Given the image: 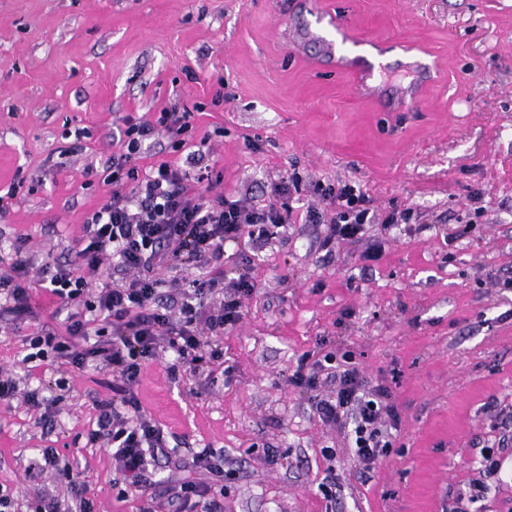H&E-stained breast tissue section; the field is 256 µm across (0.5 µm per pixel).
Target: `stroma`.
<instances>
[{
	"mask_svg": "<svg viewBox=\"0 0 512 512\" xmlns=\"http://www.w3.org/2000/svg\"><path fill=\"white\" fill-rule=\"evenodd\" d=\"M401 44L436 71L406 110L391 106ZM380 46L391 77L377 99L326 62ZM173 105L193 112L188 140L224 194L260 203L301 180L285 236L224 248L225 279L248 272L255 292L204 339L220 359L195 370L168 349L143 365L136 392L173 460L210 448L231 461V478L210 479L222 512H512V0H0V270L21 235L37 261L73 262L109 195L113 129ZM317 181L369 196L378 221L362 241L321 250L325 225L305 221ZM395 208L416 221L385 226ZM31 294L32 316L0 321V370L39 390L50 419L18 395L0 404V489L18 512L59 493L54 473L26 471L53 448L94 512H145L147 497L116 487L110 449L87 441L111 368L30 359L31 337L68 335L56 298ZM308 352L349 355L390 387L400 424L369 472L350 429L289 385ZM488 447L503 465L483 479Z\"/></svg>",
	"mask_w": 512,
	"mask_h": 512,
	"instance_id": "35a3bbf8",
	"label": "stroma"
}]
</instances>
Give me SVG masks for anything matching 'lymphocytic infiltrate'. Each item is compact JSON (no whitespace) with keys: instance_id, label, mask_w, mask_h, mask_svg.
Returning <instances> with one entry per match:
<instances>
[{"instance_id":"obj_1","label":"lymphocytic infiltrate","mask_w":512,"mask_h":512,"mask_svg":"<svg viewBox=\"0 0 512 512\" xmlns=\"http://www.w3.org/2000/svg\"><path fill=\"white\" fill-rule=\"evenodd\" d=\"M193 114L178 108L162 109L156 120L125 118L121 149L105 162V184L111 185L109 200L83 226L85 246L73 264L34 265L26 238L14 242L15 259L8 271L0 273V288L7 290L9 314L22 316L31 309L30 290L42 287L60 299L67 312L68 331L89 336L87 312L101 314L111 327L108 340L81 349L55 336L31 338L34 349L51 348L83 368L94 358L111 366L119 383L118 395L97 404L96 427L88 433L91 443L107 444L128 490L146 492L158 512L174 507L175 512H221L211 499L210 488L196 480L153 479L148 458L165 450L163 429L143 410L135 392L142 365L169 345L179 359H187L200 345L203 332H220L240 318V299L252 295L255 285L247 275L225 283L221 271L224 246L241 239L256 243L267 240L269 230L290 223L288 184L274 187L272 202L248 206L221 194H213V169L208 155L195 150L188 167L162 162L143 171L132 165L133 155L146 140L163 133L172 138L192 127ZM132 183L131 193L120 190ZM317 193L332 211L331 218L311 209L310 224L328 220V232L321 246L333 250L337 243L361 238L371 223L370 200L351 184H317ZM184 260L199 269L193 288L184 292L180 307H172L160 291L155 268L167 259ZM115 263L124 277L119 283L94 288L93 283L105 261ZM231 293L219 305L209 306L217 288ZM321 361L299 362L289 377L293 386L313 390L314 414L326 424L352 421L354 455L364 467L387 457L393 446L388 421L395 416L387 387L370 384L351 359L336 364L332 374L336 388L329 395L317 394Z\"/></svg>"}]
</instances>
